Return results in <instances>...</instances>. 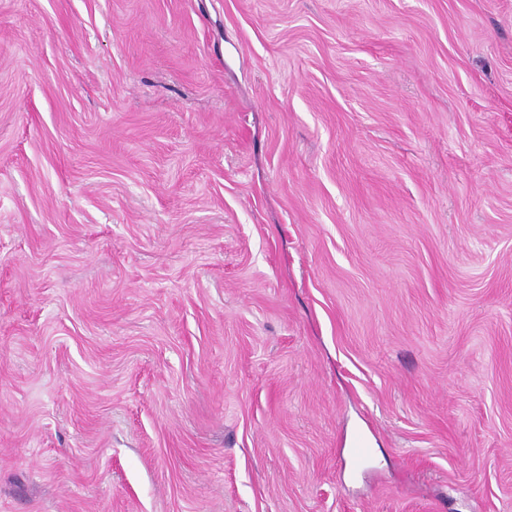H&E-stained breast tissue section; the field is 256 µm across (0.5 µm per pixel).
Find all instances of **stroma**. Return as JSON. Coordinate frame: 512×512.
I'll use <instances>...</instances> for the list:
<instances>
[{
  "label": "stroma",
  "mask_w": 512,
  "mask_h": 512,
  "mask_svg": "<svg viewBox=\"0 0 512 512\" xmlns=\"http://www.w3.org/2000/svg\"><path fill=\"white\" fill-rule=\"evenodd\" d=\"M0 512H512V0H0Z\"/></svg>",
  "instance_id": "1"
}]
</instances>
